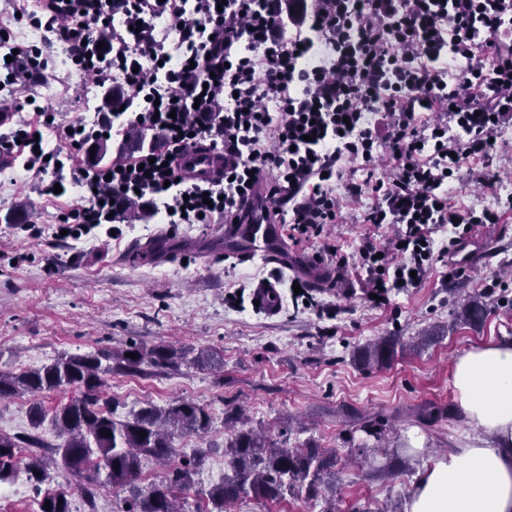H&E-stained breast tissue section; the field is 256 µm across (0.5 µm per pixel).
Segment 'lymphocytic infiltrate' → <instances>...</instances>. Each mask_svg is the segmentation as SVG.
Listing matches in <instances>:
<instances>
[{"label": "lymphocytic infiltrate", "mask_w": 512, "mask_h": 512, "mask_svg": "<svg viewBox=\"0 0 512 512\" xmlns=\"http://www.w3.org/2000/svg\"><path fill=\"white\" fill-rule=\"evenodd\" d=\"M281 4L40 0L30 21L96 87L123 85L135 104L123 130L154 140L91 170L61 166L58 150L39 154L41 139L24 129L1 135L0 150L49 175L44 193L80 191L82 204L61 218L72 239L123 223L132 202L168 224H240L261 194L266 220L299 244L321 239L341 218V198L368 189L375 202L361 223L395 228L386 250L367 241L358 251L371 293L386 300L419 287L437 228L499 221L497 211L453 205L448 180L472 158L483 187L499 182L492 142L512 112V0H292L288 15ZM46 54L22 46L0 73L29 91ZM199 146L224 161L214 180L178 170Z\"/></svg>", "instance_id": "f902f5d3"}]
</instances>
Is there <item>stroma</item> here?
<instances>
[{
	"label": "stroma",
	"instance_id": "35a3bbf8",
	"mask_svg": "<svg viewBox=\"0 0 512 512\" xmlns=\"http://www.w3.org/2000/svg\"><path fill=\"white\" fill-rule=\"evenodd\" d=\"M51 79L59 83V93L38 96V104H50L63 127L90 119L86 105L97 89L73 69L52 72ZM494 151L503 178L500 196L481 191L475 181L480 163L473 159L448 183L455 206H485L501 215L499 223L470 231L472 257L465 275L449 279L452 257L444 255L420 287L393 295L380 307L364 300V271L353 263L337 270L320 259L313 241L289 245L282 265L257 255L225 258L220 224H160L148 218L122 225L112 238L98 228L78 240H58L53 235L58 217L78 204V195L41 194L42 174L0 153V167L12 169L11 181L0 186V370L35 368L65 353L117 351L131 342L211 349L222 356L223 368L185 363L153 374L115 372L103 388L118 421L132 418L145 404L164 408L177 399L192 400L211 414L205 437L174 441L177 456L207 454L186 494L190 512L206 507L202 489L224 476V445L232 433L224 415L231 411L240 414L241 427L265 431L277 444L337 451L336 512H405L417 473L464 437L451 384L456 359L471 347L512 338V208L500 201L512 194V129ZM373 201L368 191L344 200L340 223L327 226L342 254L355 255L367 239L386 247L393 236V227L357 223ZM21 206L29 223L43 227L40 237L6 223ZM148 244L158 257L130 262L133 250ZM303 269L317 278L302 280L299 296L291 282ZM491 275L507 281L505 301L485 293ZM262 279L280 284L276 316L251 305L252 290ZM465 296L486 307L478 325L462 318ZM383 336L399 340L396 358L383 367L361 363L359 351ZM69 397L61 391L2 399L0 431L30 433L33 401L49 412ZM359 416L375 420L380 437L361 431L355 423ZM413 435L421 437L426 455L408 459L392 475L377 474L383 457H364L365 450L391 448ZM48 473L58 486L71 489L74 512H115L123 497L104 485L90 504L60 462H51Z\"/></svg>",
	"mask_w": 512,
	"mask_h": 512
}]
</instances>
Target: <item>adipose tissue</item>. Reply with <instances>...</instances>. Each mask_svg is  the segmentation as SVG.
I'll use <instances>...</instances> for the list:
<instances>
[{"instance_id":"1","label":"adipose tissue","mask_w":512,"mask_h":512,"mask_svg":"<svg viewBox=\"0 0 512 512\" xmlns=\"http://www.w3.org/2000/svg\"><path fill=\"white\" fill-rule=\"evenodd\" d=\"M451 383L467 435L418 472L406 512H512V339L471 348Z\"/></svg>"}]
</instances>
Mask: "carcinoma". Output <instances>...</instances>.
<instances>
[{
	"instance_id": "carcinoma-1",
	"label": "carcinoma",
	"mask_w": 512,
	"mask_h": 512,
	"mask_svg": "<svg viewBox=\"0 0 512 512\" xmlns=\"http://www.w3.org/2000/svg\"><path fill=\"white\" fill-rule=\"evenodd\" d=\"M128 105V93L120 85L102 92V111L119 112ZM96 148L88 165L99 164L111 152L112 145L97 140L86 147ZM398 342L381 337L360 352L361 362L383 366L397 354ZM133 357H128V354ZM185 359L182 350L171 345L146 346L132 343L112 352L98 350L61 355L38 368L0 371V399L20 393L38 396L70 390L74 396L47 416L35 402L29 410L30 424L38 430L50 424L58 443L51 445L38 435L25 437L0 433V483L13 478L21 460L18 449L54 448L66 469L84 479L85 497H94L95 488L106 482L129 489L117 512H178L175 493L193 487L194 476L203 467L206 453L168 466L163 481L146 490L136 485L143 464L150 460H168L175 453L177 437L201 436L212 424L208 411L197 403L178 400L164 409L148 404L130 420L112 418V405L102 399L105 376L117 370L138 374L144 367L176 368ZM227 471L224 479L204 492L214 510L230 512L229 506L244 498L280 501L289 494L307 501H324L322 512H336V488L326 478L336 474L337 452L320 448H281L268 437L252 429L234 432L224 447ZM47 464L34 456L24 465L28 478L39 486L46 482ZM50 508H45V503ZM38 512H72L70 494L64 490L45 493L38 501Z\"/></svg>"
}]
</instances>
